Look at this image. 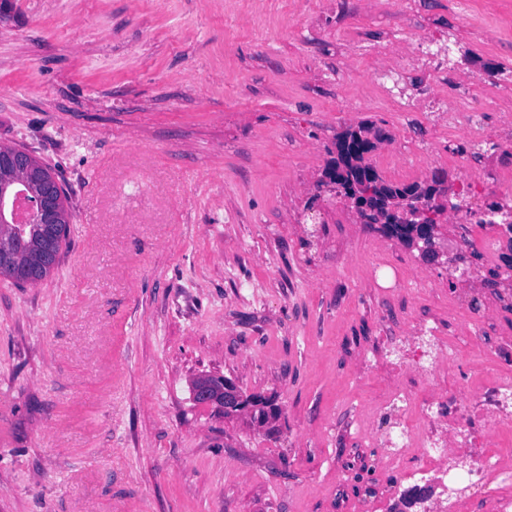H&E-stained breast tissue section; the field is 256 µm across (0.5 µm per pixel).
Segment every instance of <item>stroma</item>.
Segmentation results:
<instances>
[{
	"mask_svg": "<svg viewBox=\"0 0 512 512\" xmlns=\"http://www.w3.org/2000/svg\"><path fill=\"white\" fill-rule=\"evenodd\" d=\"M407 32L452 45L441 99L490 101L485 71L512 85V0H356L342 23L316 0H0V145L48 165L71 212L53 274L0 278V512H380L400 477L357 409L428 390L391 365L405 337L461 335L476 303L512 342V243L489 255L491 227L445 210L448 264L348 200L304 209L362 125L390 185L512 168L380 99L372 73ZM420 143L412 167L384 164ZM377 263L418 291L375 287ZM202 374L278 420L195 404Z\"/></svg>",
	"mask_w": 512,
	"mask_h": 512,
	"instance_id": "stroma-1",
	"label": "stroma"
}]
</instances>
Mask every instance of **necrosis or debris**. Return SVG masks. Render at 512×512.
I'll return each mask as SVG.
<instances>
[{"instance_id":"obj_1","label":"necrosis or debris","mask_w":512,"mask_h":512,"mask_svg":"<svg viewBox=\"0 0 512 512\" xmlns=\"http://www.w3.org/2000/svg\"><path fill=\"white\" fill-rule=\"evenodd\" d=\"M413 65L375 70L380 97L399 112H441L446 126L461 131L467 144L484 143L492 135L485 107L459 92L454 105L438 104L433 86L452 79L441 45L432 37L412 40ZM506 190H486L480 179L467 183L469 208L457 211L461 224L487 219V206L497 201L512 207V175ZM396 416L379 410L387 464L406 487L385 501L382 512H455L461 505L479 512H512V457L480 446L488 432L512 424V376L492 377L456 392L432 388L417 396L399 387Z\"/></svg>"}]
</instances>
